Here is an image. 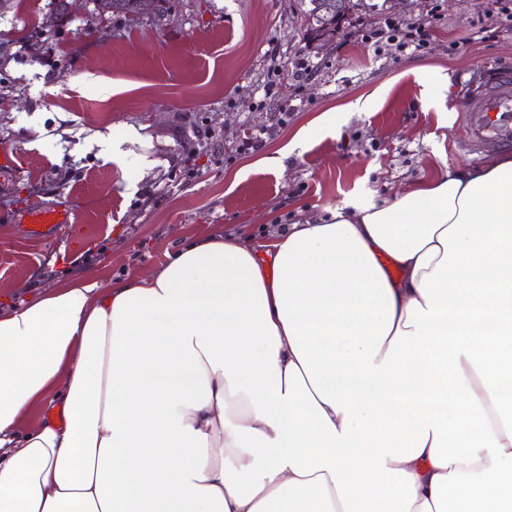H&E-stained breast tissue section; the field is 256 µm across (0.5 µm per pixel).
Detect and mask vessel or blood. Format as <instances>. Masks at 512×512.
<instances>
[{
  "instance_id": "b4317fda",
  "label": "vessel or blood",
  "mask_w": 512,
  "mask_h": 512,
  "mask_svg": "<svg viewBox=\"0 0 512 512\" xmlns=\"http://www.w3.org/2000/svg\"><path fill=\"white\" fill-rule=\"evenodd\" d=\"M485 89L461 97L457 104V132L463 142L482 147L512 146V68L499 66L486 71ZM71 221L64 206L31 205L21 214L30 239L42 240L58 225Z\"/></svg>"
}]
</instances>
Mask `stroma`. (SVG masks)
<instances>
[{"instance_id": "stroma-1", "label": "stroma", "mask_w": 512, "mask_h": 512, "mask_svg": "<svg viewBox=\"0 0 512 512\" xmlns=\"http://www.w3.org/2000/svg\"><path fill=\"white\" fill-rule=\"evenodd\" d=\"M48 2L0 0V147L17 163L0 173L1 312L77 277L149 274L186 238L269 239L497 154L456 135L483 65L512 66V29L482 31L473 0H366L321 48L295 0H173L151 22L77 0L51 26ZM428 17L423 53L361 42L385 19ZM130 127L139 140L104 161L102 138ZM31 204L77 221L31 240L14 219Z\"/></svg>"}]
</instances>
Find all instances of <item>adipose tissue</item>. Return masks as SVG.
Returning <instances> with one entry per match:
<instances>
[{
  "label": "adipose tissue",
  "instance_id": "1",
  "mask_svg": "<svg viewBox=\"0 0 512 512\" xmlns=\"http://www.w3.org/2000/svg\"><path fill=\"white\" fill-rule=\"evenodd\" d=\"M508 379L512 154L0 313V512H512Z\"/></svg>",
  "mask_w": 512,
  "mask_h": 512
}]
</instances>
